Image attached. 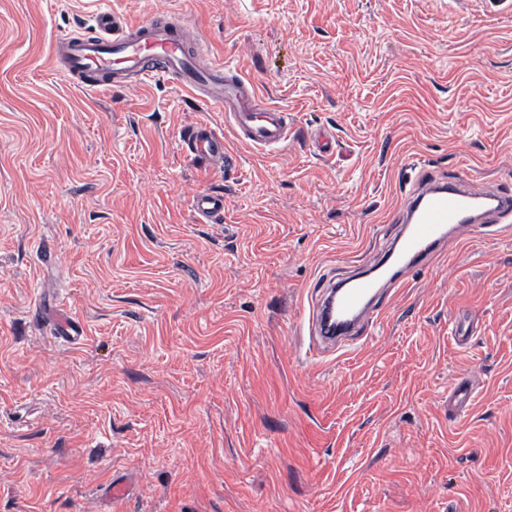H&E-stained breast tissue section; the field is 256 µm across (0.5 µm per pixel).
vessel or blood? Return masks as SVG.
Instances as JSON below:
<instances>
[{
    "instance_id": "b4317fda",
    "label": "vessel or blood",
    "mask_w": 512,
    "mask_h": 512,
    "mask_svg": "<svg viewBox=\"0 0 512 512\" xmlns=\"http://www.w3.org/2000/svg\"><path fill=\"white\" fill-rule=\"evenodd\" d=\"M53 61L75 84L98 92L112 87L134 90L158 72L176 76L181 87L202 96L234 138L268 153L288 142L291 123L284 110L265 104L250 79L210 58L205 42L183 17L168 13L139 22L108 10L98 12L93 30L57 39ZM186 157L226 166L232 155L224 136L205 122L187 127L181 138ZM405 226L382 257L392 267L391 280L405 281L408 273L441 251L447 242L473 233L489 216L512 219V194L497 188L474 191L459 183L436 184L420 175L404 193ZM199 222L224 219L223 195L199 191L193 196ZM376 283L369 272L351 282L328 283L309 305L308 331L312 341L307 357L327 354L361 341L380 315L374 302Z\"/></svg>"
}]
</instances>
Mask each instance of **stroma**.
Listing matches in <instances>:
<instances>
[{"instance_id": "35a3bbf8", "label": "stroma", "mask_w": 512, "mask_h": 512, "mask_svg": "<svg viewBox=\"0 0 512 512\" xmlns=\"http://www.w3.org/2000/svg\"><path fill=\"white\" fill-rule=\"evenodd\" d=\"M101 10L180 13L303 138L186 157L224 115L173 75L89 94L54 67ZM411 158L512 192V12L0 0V512H512V222L409 273L362 344L299 358L317 281L397 238ZM181 149L186 157L208 160L215 166L226 167L232 162V155L224 145V134L206 122H197L185 129ZM193 208L200 223L219 224L224 219V195L197 191L193 195Z\"/></svg>"}]
</instances>
